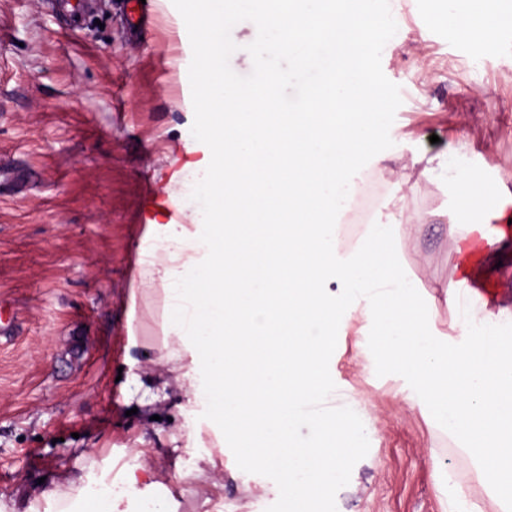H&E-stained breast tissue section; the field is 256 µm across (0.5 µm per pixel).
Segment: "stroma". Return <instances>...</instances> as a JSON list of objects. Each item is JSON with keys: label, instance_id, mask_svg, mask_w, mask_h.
I'll use <instances>...</instances> for the list:
<instances>
[{"label": "stroma", "instance_id": "stroma-1", "mask_svg": "<svg viewBox=\"0 0 512 512\" xmlns=\"http://www.w3.org/2000/svg\"><path fill=\"white\" fill-rule=\"evenodd\" d=\"M98 3L94 19L71 29L39 0H0V160L38 175L0 194V326L9 329L0 335V501L73 472L119 482L139 464L177 512H284L281 472L254 469L230 442L215 457L221 490L204 500L189 468L199 451L176 443L187 422L180 390L156 396L147 347L161 338V306L140 312L138 344L128 335L146 229L197 207L189 187L207 168L206 150L184 149L202 122L196 34L182 22L191 2L146 0L149 22L134 36L113 0ZM385 3L390 48L375 55L393 91L377 132L385 160L362 158L359 172L384 187L379 213L394 211L401 173L417 184L408 214H433L391 241L425 300L455 287L463 265L452 247L456 170L512 199V41H480L475 55L416 0ZM230 40L226 66L249 84L262 43L249 13ZM437 155L447 165L421 179L423 159ZM474 273L495 290L491 311H512V236L486 249ZM371 333L352 313L329 354V412L353 400L368 410L366 437L345 451L318 512H448L449 472L475 512H501L428 394L397 356L370 349Z\"/></svg>", "mask_w": 512, "mask_h": 512}]
</instances>
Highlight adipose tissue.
Here are the masks:
<instances>
[{
	"label": "adipose tissue",
	"mask_w": 512,
	"mask_h": 512,
	"mask_svg": "<svg viewBox=\"0 0 512 512\" xmlns=\"http://www.w3.org/2000/svg\"><path fill=\"white\" fill-rule=\"evenodd\" d=\"M243 11L263 35L247 86L224 65ZM435 21L461 41L503 24L482 0H447ZM185 22L203 67L224 83L218 100L208 84L197 89L198 139L215 169L199 183L202 223L149 225L140 279L164 295L158 363L181 381L186 408L207 409L205 422L186 424L187 447H200L203 426L219 427L256 469L282 473L288 512H313L336 483L337 438L353 447L364 438L351 413L310 411L332 390L327 360L341 320L358 311L372 321L373 347L396 353L431 393L440 422L512 512V360L481 326L483 310L457 319V341L441 344L432 304L416 300L384 247L395 222L368 225L351 248L338 232L356 187L350 169L375 154L388 109L348 80L367 67L363 45L386 48L382 22L358 0H200ZM284 78L298 92L283 111Z\"/></svg>",
	"instance_id": "adipose-tissue-1"
}]
</instances>
